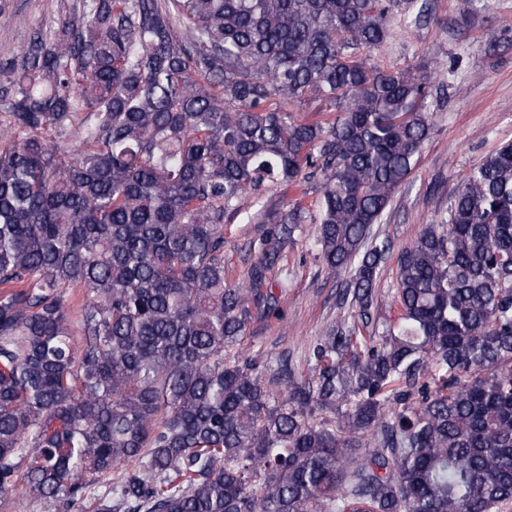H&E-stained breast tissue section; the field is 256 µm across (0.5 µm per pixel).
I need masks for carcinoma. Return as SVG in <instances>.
Returning <instances> with one entry per match:
<instances>
[{"instance_id": "cac0c4a2", "label": "carcinoma", "mask_w": 512, "mask_h": 512, "mask_svg": "<svg viewBox=\"0 0 512 512\" xmlns=\"http://www.w3.org/2000/svg\"><path fill=\"white\" fill-rule=\"evenodd\" d=\"M423 0H81L0 63V497L64 512H499L512 503V143L450 222L372 233L430 129L364 52ZM325 119L294 115L307 107ZM405 113L401 124L386 115ZM75 140L68 154L56 141ZM262 209L267 183L306 194ZM258 212L233 283L224 218ZM363 327L306 371L231 352L301 224ZM70 288L84 304L77 329ZM397 310L382 314L383 304ZM119 470L82 506L87 480Z\"/></svg>"}]
</instances>
